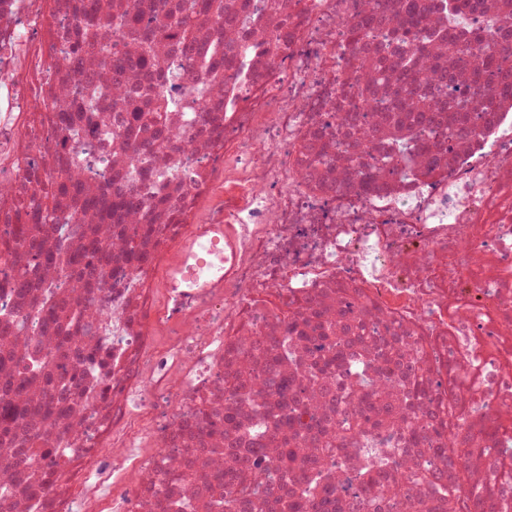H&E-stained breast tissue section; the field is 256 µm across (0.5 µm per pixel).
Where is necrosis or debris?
Segmentation results:
<instances>
[{"label":"necrosis or debris","mask_w":512,"mask_h":512,"mask_svg":"<svg viewBox=\"0 0 512 512\" xmlns=\"http://www.w3.org/2000/svg\"><path fill=\"white\" fill-rule=\"evenodd\" d=\"M247 23L224 30L201 23L192 40L175 28L147 40L117 29L122 71L99 52L74 48L81 0H0V380L20 376L43 411L30 416V445L50 449L37 467L52 471L45 493L24 491L13 453L0 451V512H223L218 476L229 442L278 459L280 442L257 431L256 411L292 414L269 390L232 398L227 377L261 381L255 341L287 340L288 322L307 323L310 306L328 321L345 311L341 361L306 409L311 417L355 419L375 399L393 425L363 423L357 442L337 452L305 432H288L307 462L291 476L317 479L327 512H481L485 499L512 512V91L496 94L495 119L469 115L471 133L422 132L408 166L388 162V113L365 104L409 93L400 115L414 127L422 76L452 72L439 100L470 93L477 60L448 49L505 14V0H429L419 20L428 35L415 72L379 74L356 56L395 58L406 19L389 8L363 47L348 25L375 0H278ZM167 61L162 81L140 79L139 61ZM98 89L97 109H82L79 87ZM144 106L164 104L172 145L150 130L129 134L109 109L113 90ZM224 109L212 112L210 101ZM82 192L73 201L80 236L111 250L99 288L67 276L68 254L45 244L54 262L37 277L79 316L70 345L88 356L60 369L68 400L43 397L24 371L33 349L56 344L43 320V293L17 299L28 271L12 240L14 214L57 192L62 167ZM155 231L146 259L128 262L125 234ZM222 228L197 279L170 284L182 246ZM401 353L414 379L388 374L383 353ZM458 462L445 493L423 481Z\"/></svg>","instance_id":"necrosis-or-debris-1"}]
</instances>
